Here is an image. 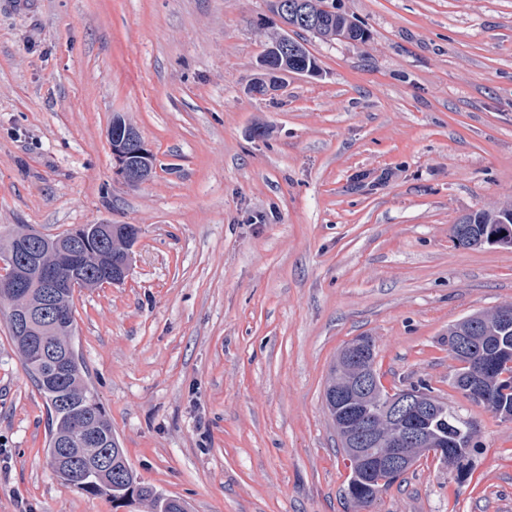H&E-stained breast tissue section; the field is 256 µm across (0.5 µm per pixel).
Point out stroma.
<instances>
[{
	"label": "stroma",
	"instance_id": "35a3bbf8",
	"mask_svg": "<svg viewBox=\"0 0 512 512\" xmlns=\"http://www.w3.org/2000/svg\"><path fill=\"white\" fill-rule=\"evenodd\" d=\"M366 41L303 34L318 75L249 86L267 0H0V240L132 224L73 345L140 480L188 512H346L324 400L353 338L387 391L476 421L471 472L422 458L367 512H512V422L451 385L448 326L512 304V247L450 227L512 206V0H336ZM131 123L150 178L117 174ZM50 410L0 315V512H149L51 469Z\"/></svg>",
	"mask_w": 512,
	"mask_h": 512
}]
</instances>
